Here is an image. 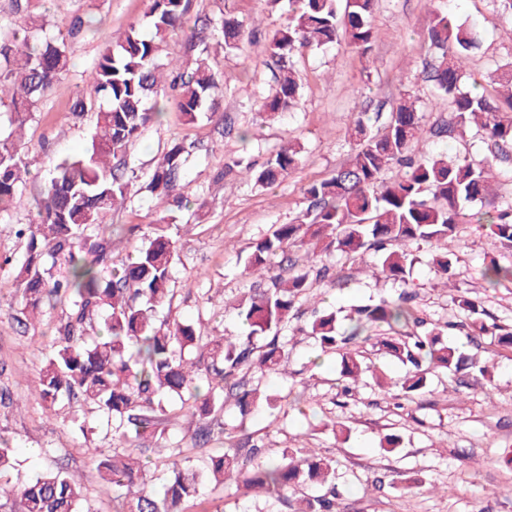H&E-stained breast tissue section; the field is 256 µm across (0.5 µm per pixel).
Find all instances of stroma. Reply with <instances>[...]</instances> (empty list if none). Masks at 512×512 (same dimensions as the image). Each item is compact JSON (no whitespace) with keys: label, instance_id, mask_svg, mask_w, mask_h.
Here are the masks:
<instances>
[{"label":"stroma","instance_id":"1","mask_svg":"<svg viewBox=\"0 0 512 512\" xmlns=\"http://www.w3.org/2000/svg\"><path fill=\"white\" fill-rule=\"evenodd\" d=\"M146 5V0H36L34 11L41 18L43 35H66L77 16L93 20L96 31L68 38L69 66L62 81L66 91L47 94L26 123V184L16 205L0 215V391L21 403L17 409L0 406V435L11 439L28 476L62 464L76 472L92 512H115L114 494L92 462L95 454L115 448L112 423L89 405L54 414L29 401L65 312L48 306L39 320L18 324L20 303L13 282L26 256V242L14 230L31 223L40 187L53 166L87 148L95 116L75 115L76 94L95 81L97 60L112 41L129 27L147 29ZM436 8L447 10L476 33L481 50L471 57L466 71L494 89L497 66L512 59V10L501 0H379L368 57L358 56L343 43L297 55L299 102L292 111L271 118L257 105L274 83L275 68L263 46L286 20L288 0H191L182 31L164 44L162 57L193 67L199 55L195 41L208 37V61L222 75L218 113H201L189 124L175 100H168L161 123L148 127L130 147L128 161L137 178L129 186L125 209L107 221L137 226L138 234L113 235L114 259L126 257L141 244L151 224L163 215L159 199L146 191L145 184L171 142L183 143L189 191L203 195L206 204L190 203L172 214L170 233L178 246L172 275L178 290L170 316L201 321L211 336L240 335L244 325L238 304L255 284L245 270L244 250L272 225L294 222L309 205L305 186L349 160L348 130L356 113L389 112L396 100L411 93L420 100L426 124L449 119L447 102L436 97L425 80L431 58L424 40ZM227 15L240 22L244 37L252 39L248 55L225 52L222 41L209 38V21ZM288 141L299 144L300 161L278 182L261 186L225 174L224 164L230 160L261 169L270 153ZM465 148L478 160L491 155L468 126L462 140L426 136L416 145L424 156H452ZM442 246L458 258L456 278L447 286L427 264L417 265L419 310L441 325L460 323L464 316L452 298L462 290L477 296L499 323L511 325L512 283L486 289L481 271L493 259L512 264V248L479 224L459 225ZM330 260L340 283L318 286L313 293L320 307L336 311L338 318L398 291L382 276L374 255L356 264L336 253ZM468 350L490 361L492 386L439 373L423 397L398 409L371 381L359 384L355 396L343 397L338 358H319L314 339L298 333L288 344V377L273 375L262 385L264 395L277 400L276 413L262 406L243 418L229 403L224 420L232 426L236 443L258 441L274 452L314 448L334 459L336 481L343 490L339 505L346 512H512V350L485 339ZM76 420L91 427L89 436L73 430ZM335 421L348 427V436L333 433ZM390 433L402 438L401 447L392 452L382 447ZM410 479L422 484L413 496L402 491ZM185 512L291 510L276 495H231L224 487L209 484L201 501L188 503Z\"/></svg>","mask_w":512,"mask_h":512}]
</instances>
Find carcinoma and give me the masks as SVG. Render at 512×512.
<instances>
[{
  "instance_id": "obj_1",
  "label": "carcinoma",
  "mask_w": 512,
  "mask_h": 512,
  "mask_svg": "<svg viewBox=\"0 0 512 512\" xmlns=\"http://www.w3.org/2000/svg\"><path fill=\"white\" fill-rule=\"evenodd\" d=\"M32 0H15L23 25L0 33V105L10 98L11 123L23 126L36 103L60 89L66 72V38L31 39L38 17ZM190 0H149L148 18L154 36L147 39L132 26L98 60L94 84L83 90L75 107L96 113L90 146L80 155L57 163L45 182L35 223L16 230L24 237L26 258L15 277L21 314L28 320L45 304L66 311L53 348L38 374L35 400L49 409L81 403L111 418L113 433L135 435L137 448H123L96 459L102 478L119 490L120 512H183L211 483L234 481L236 491L255 495L303 490L296 512H336V461L317 453L301 458L274 454L254 445L241 456L238 445L214 451L202 466L185 465L179 445L171 446L169 476L160 493L145 483L148 442L163 438L159 426L172 417L211 418L227 432L221 415L231 399L240 416L263 403L275 415L276 400L260 394L265 378L288 364V335L299 299L314 285L331 282L336 273L318 264L323 253L337 252L347 260L379 256L381 271L401 291L354 309L346 328H337L336 312L312 308V319L300 331L312 337L321 353L340 359L341 393L353 395L366 363L362 343L371 339L378 350L408 367L401 379L375 384L394 400H413L425 393L429 375L467 374L489 384L487 365L465 353L449 331L463 330L470 343L489 337L494 345L512 349V326L489 321L490 315L467 293L453 302L465 316L462 324L436 326L413 305L417 293L413 274L420 246H433L452 236L460 223L487 224L491 233L512 246V201L492 211L469 204L492 202V163L464 154L455 158L418 157L414 144L427 132L436 139L453 137L458 128L475 125L476 134L497 148L495 158L511 162L512 61L498 66L494 92L461 87L464 63L480 49L473 32L456 24L448 13H432L425 42L437 53L427 72L434 94L448 103L452 122L424 128V115L409 95L392 106L377 131L366 112L357 113L350 137L354 153L343 165L304 189L311 209L299 220L278 224L249 246L246 269L265 281L251 288L239 304L247 326L243 336H206L201 327L159 316L175 299L172 268L176 242L167 217L154 224V235L132 254L112 259L107 217L122 207L134 170L129 147L150 125L160 121L167 88L178 90L177 105L188 121L215 107L219 78L203 56L195 67L161 80L167 66L159 44L180 31ZM298 8L274 31L264 52L278 69L275 85L263 98L262 111H291L300 96L293 57L305 50L343 39L364 57L371 50V18L378 0H293ZM224 49L241 50L242 32L233 18L221 22ZM300 148L290 143L272 153L258 171L248 170L257 183L274 184L296 168ZM185 148L176 143L158 161L147 184L150 193L178 207L187 200L182 181ZM396 175L382 180L384 171ZM25 164L14 132L0 135V214L17 201L25 182ZM305 250L306 265L275 267L288 250ZM93 259H87V256ZM458 258L434 250L429 264L436 276H456ZM482 277L490 288L512 282V265L490 260ZM83 486L60 468L35 477L19 470L9 440L0 442V509L7 512H84Z\"/></svg>"
}]
</instances>
